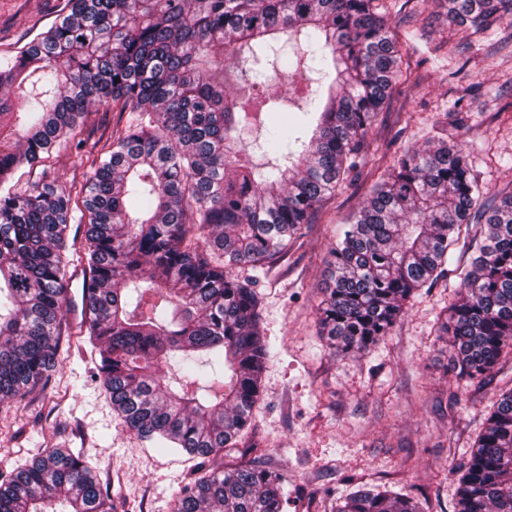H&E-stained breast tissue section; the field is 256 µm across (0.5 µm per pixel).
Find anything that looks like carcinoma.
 I'll use <instances>...</instances> for the list:
<instances>
[{"label": "carcinoma", "instance_id": "obj_1", "mask_svg": "<svg viewBox=\"0 0 512 512\" xmlns=\"http://www.w3.org/2000/svg\"><path fill=\"white\" fill-rule=\"evenodd\" d=\"M476 34L512 0H445ZM229 65H224V60ZM374 0H71L0 57V402L46 388L68 303L65 234L78 254L84 333L101 384L130 431L200 466L252 424L271 358L259 297L230 268L269 262L320 202L363 166L362 142L401 75ZM306 108L280 123L277 77L307 80ZM247 77L244 91L224 90ZM128 113L89 178L4 188L8 173L62 144L83 148L89 108ZM255 131L248 144L239 132ZM469 155L429 138L377 180L328 250L320 328L344 355L388 335L403 306L446 277L460 229L482 224L440 330L460 372L512 362V195L481 202ZM279 473L259 459L185 484L172 512H284ZM81 450L49 448L0 475V512H111ZM331 512H422L399 490L361 485ZM456 512H512V389L487 414L459 478Z\"/></svg>", "mask_w": 512, "mask_h": 512}]
</instances>
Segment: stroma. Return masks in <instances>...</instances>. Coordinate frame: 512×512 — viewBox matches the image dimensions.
<instances>
[{
  "label": "stroma",
  "mask_w": 512,
  "mask_h": 512,
  "mask_svg": "<svg viewBox=\"0 0 512 512\" xmlns=\"http://www.w3.org/2000/svg\"><path fill=\"white\" fill-rule=\"evenodd\" d=\"M379 3L407 77L365 136L366 166L321 203L286 255L234 270L261 296V323L273 351L241 445L264 456L286 489H304V501L286 512H325L330 499L360 482L396 484L426 501L428 512H454L471 443L512 381L511 364L494 368L485 382L458 377L447 338L436 334L459 283L454 269L467 259L457 245L448 251L447 283L422 288L369 352L334 354L318 332L334 227L347 222L373 182L406 151L423 146L440 121L448 123L449 144L469 154L484 197L512 194V112L501 109L503 96L512 97V19L471 39L461 55L455 48L464 30L449 22L441 0ZM68 8V0H0V56ZM120 123L118 113L93 105L80 133L83 152L106 150ZM81 154L57 147L42 163L16 170L9 184L81 187L88 179ZM82 282L80 265L71 263L66 324L46 392L0 402V472L24 465L44 444L78 447L111 488L114 512H172L196 462L170 445L139 439L113 411L95 376L99 355L81 334Z\"/></svg>",
  "instance_id": "35a3bbf8"
}]
</instances>
